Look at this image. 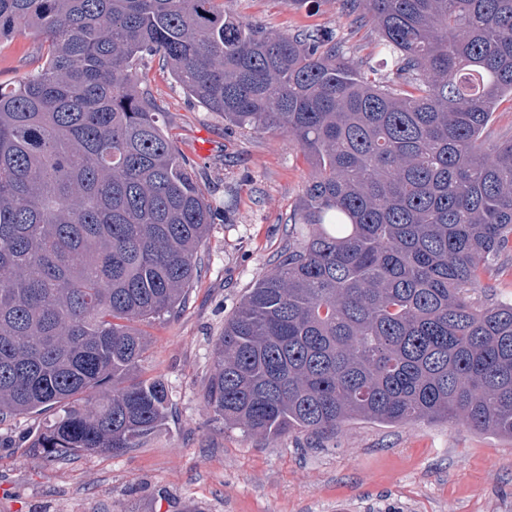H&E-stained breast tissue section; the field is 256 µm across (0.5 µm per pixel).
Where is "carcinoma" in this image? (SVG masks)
<instances>
[{
	"instance_id": "1",
	"label": "carcinoma",
	"mask_w": 512,
	"mask_h": 512,
	"mask_svg": "<svg viewBox=\"0 0 512 512\" xmlns=\"http://www.w3.org/2000/svg\"><path fill=\"white\" fill-rule=\"evenodd\" d=\"M386 69L333 32L282 34L224 0H0L44 62L0 83V421L57 407L48 460L123 454L166 425L140 326L185 303L213 215L140 91L156 57L229 129L311 164L273 270L224 319L205 404L275 439L346 420L456 418L512 437V0H339ZM512 135V109L508 102L503 103L494 113L486 136L490 142L500 141ZM473 297L482 303L512 302V254L501 256L496 265L482 275Z\"/></svg>"
}]
</instances>
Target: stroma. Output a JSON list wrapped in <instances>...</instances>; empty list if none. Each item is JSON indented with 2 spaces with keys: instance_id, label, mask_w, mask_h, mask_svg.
<instances>
[{
  "instance_id": "obj_1",
  "label": "stroma",
  "mask_w": 512,
  "mask_h": 512,
  "mask_svg": "<svg viewBox=\"0 0 512 512\" xmlns=\"http://www.w3.org/2000/svg\"><path fill=\"white\" fill-rule=\"evenodd\" d=\"M238 17L283 32L333 31L351 57H375L373 27L352 25L333 0H225ZM42 40L26 31L0 44V83L24 80ZM148 96L214 207L239 185L237 208L216 216L205 268L176 313L145 325L140 376L162 380L172 414L142 447L49 461L30 447L56 410L0 421V512H512V438L461 421L382 425L351 420L335 435L275 440L225 427L206 406L214 345L245 291L269 273L288 240L286 220L310 165L289 137L224 131V116L190 101L152 68ZM473 297L512 302V254L483 274Z\"/></svg>"
}]
</instances>
